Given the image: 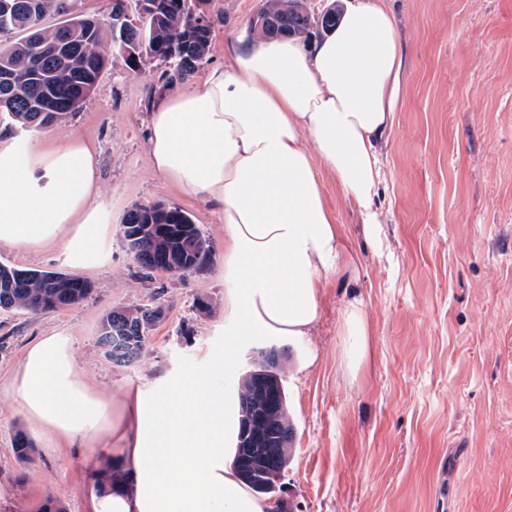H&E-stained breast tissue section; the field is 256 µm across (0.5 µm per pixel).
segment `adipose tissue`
<instances>
[{
	"label": "adipose tissue",
	"instance_id": "1",
	"mask_svg": "<svg viewBox=\"0 0 512 512\" xmlns=\"http://www.w3.org/2000/svg\"><path fill=\"white\" fill-rule=\"evenodd\" d=\"M406 71L384 0H343L336 27L311 40L239 33L223 64L149 112L153 171L224 226V314L238 335L300 337L318 321L320 288L352 262L320 174L335 177L366 228L378 223L379 144ZM98 192L94 143L73 135L21 159L0 142V246H57L69 265L97 266ZM337 334L341 362L357 374L369 349L361 298L344 305ZM234 350L227 343L205 369L151 391L126 387L116 402L85 383L72 337L57 333L27 348L15 393L33 425L84 459L82 512H272L224 457L218 381Z\"/></svg>",
	"mask_w": 512,
	"mask_h": 512
}]
</instances>
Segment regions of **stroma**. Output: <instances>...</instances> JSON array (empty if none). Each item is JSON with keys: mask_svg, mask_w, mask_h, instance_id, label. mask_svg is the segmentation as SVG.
Segmentation results:
<instances>
[{"mask_svg": "<svg viewBox=\"0 0 512 512\" xmlns=\"http://www.w3.org/2000/svg\"><path fill=\"white\" fill-rule=\"evenodd\" d=\"M266 0H210L212 41L204 68L250 26ZM409 68L403 103L379 147L382 217L366 235L335 178L327 206L354 262L319 296L311 335L241 336L224 370V406L238 413L248 352L285 349L279 373L295 427L290 463L274 496L279 512H512V0H386ZM165 66L130 70L112 54L95 92L68 122L30 131L0 124L18 151L79 135L99 147L94 201L107 227L101 264L71 269L58 249L0 246V264L76 272L84 302L45 314L0 312V512H40L34 491L81 512L83 460L32 430L11 392L27 347L64 330L91 387L116 394L203 368L237 329L224 316V226L181 198L152 170L147 114L163 102ZM188 212L212 260L185 276H144L121 223L134 205ZM365 303L370 360L350 376L339 364L337 321L351 297ZM164 305L146 353L130 366L105 358L103 318L116 307ZM34 445L14 453L17 433Z\"/></svg>", "mask_w": 512, "mask_h": 512, "instance_id": "1", "label": "stroma"}]
</instances>
